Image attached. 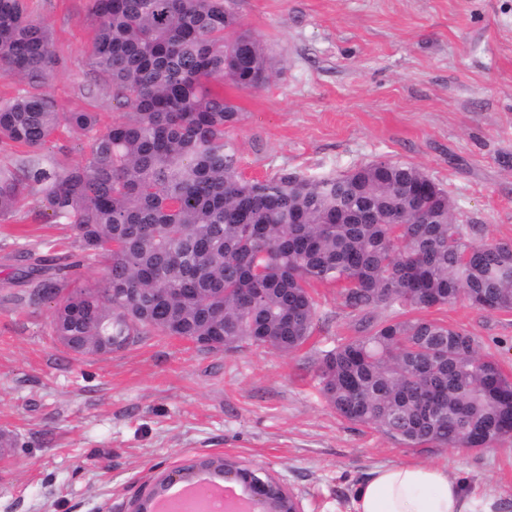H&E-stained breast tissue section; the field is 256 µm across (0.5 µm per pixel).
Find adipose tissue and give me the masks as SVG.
<instances>
[{"mask_svg": "<svg viewBox=\"0 0 512 512\" xmlns=\"http://www.w3.org/2000/svg\"><path fill=\"white\" fill-rule=\"evenodd\" d=\"M494 489L475 494L465 479L428 464L381 466L357 488L355 512H495Z\"/></svg>", "mask_w": 512, "mask_h": 512, "instance_id": "obj_1", "label": "adipose tissue"}]
</instances>
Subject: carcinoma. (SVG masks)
<instances>
[{
	"instance_id": "1",
	"label": "carcinoma",
	"mask_w": 512,
	"mask_h": 512,
	"mask_svg": "<svg viewBox=\"0 0 512 512\" xmlns=\"http://www.w3.org/2000/svg\"><path fill=\"white\" fill-rule=\"evenodd\" d=\"M89 65L127 109L102 124L58 112L46 86L58 60L26 0H0V220L32 191L37 213L76 232L79 254L34 259L33 304L55 301L52 329L79 356L143 336L231 351L241 342L288 354L313 333V283L341 288L360 335L323 352L320 391L344 420L414 448H487L512 439V379L464 330L415 313L460 298L512 311V244L475 243L448 192L422 168L373 161L339 176L238 171L227 130L241 120L224 85L254 91L272 72L260 37L226 0H90ZM86 142L65 165L45 155ZM94 259L108 274L73 286ZM61 144H66L67 149H65L64 153H61L59 151V146ZM83 143L80 140L73 139L68 142H52L48 143L44 149L43 152L46 153L49 156L55 157L62 162L65 163H76L81 161L83 157V151H82Z\"/></svg>"
}]
</instances>
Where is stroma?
Segmentation results:
<instances>
[{
    "mask_svg": "<svg viewBox=\"0 0 512 512\" xmlns=\"http://www.w3.org/2000/svg\"><path fill=\"white\" fill-rule=\"evenodd\" d=\"M49 27L59 64L56 108L120 109L88 65L89 0H28ZM258 34L273 81L225 87L242 112L231 130L244 177L283 169L336 176L378 160L424 169L445 188L476 241L512 243V0H229ZM26 201L0 221V512H130L162 473L230 455L266 468L300 512H353L377 467L446 466L470 490L495 489L512 512V441L482 451L405 448L340 418L317 384L322 351L355 335L333 285H318L315 329L297 351L247 343L207 351L149 336L75 358L51 334L53 301L31 304L13 254L73 247L69 225ZM428 318L477 336L512 376V312L467 300Z\"/></svg>",
    "mask_w": 512,
    "mask_h": 512,
    "instance_id": "stroma-1",
    "label": "stroma"
}]
</instances>
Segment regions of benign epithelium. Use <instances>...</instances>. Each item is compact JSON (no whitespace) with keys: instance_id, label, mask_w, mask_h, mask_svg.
<instances>
[{"instance_id":"7a95c632","label":"benign epithelium","mask_w":512,"mask_h":512,"mask_svg":"<svg viewBox=\"0 0 512 512\" xmlns=\"http://www.w3.org/2000/svg\"><path fill=\"white\" fill-rule=\"evenodd\" d=\"M191 469L176 468L153 483L135 499V512H149L148 505L162 497L171 485L186 482L197 473H206L213 479L234 483L251 497L253 512H299L298 504L285 487L273 477L263 479L266 471L261 467H244L230 457H210L190 462Z\"/></svg>"}]
</instances>
